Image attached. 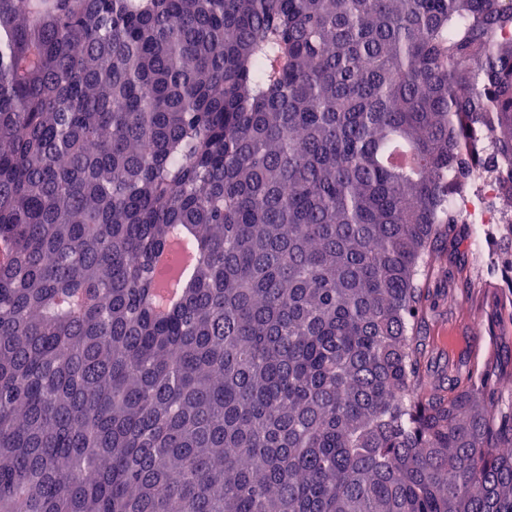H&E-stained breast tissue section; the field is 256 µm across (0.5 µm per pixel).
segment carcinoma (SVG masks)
I'll return each instance as SVG.
<instances>
[{"instance_id":"carcinoma-1","label":"carcinoma","mask_w":512,"mask_h":512,"mask_svg":"<svg viewBox=\"0 0 512 512\" xmlns=\"http://www.w3.org/2000/svg\"><path fill=\"white\" fill-rule=\"evenodd\" d=\"M477 179L512 0H0V512H512V353L421 331ZM174 252L178 253L180 257L176 274H173L170 269V258ZM198 260V254L187 245L186 240L181 238L170 241L158 251L155 258V273L161 281L168 283L166 292L167 308H174L179 304L180 288L190 279L192 270Z\"/></svg>"}]
</instances>
